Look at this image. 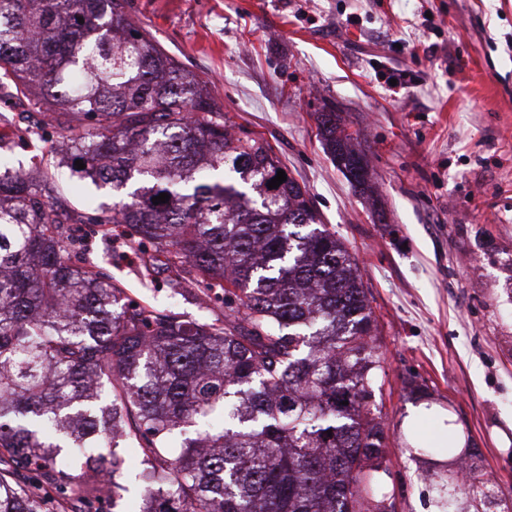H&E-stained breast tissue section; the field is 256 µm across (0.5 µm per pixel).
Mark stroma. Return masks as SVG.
<instances>
[{
	"instance_id": "35a3bbf8",
	"label": "stroma",
	"mask_w": 512,
	"mask_h": 512,
	"mask_svg": "<svg viewBox=\"0 0 512 512\" xmlns=\"http://www.w3.org/2000/svg\"><path fill=\"white\" fill-rule=\"evenodd\" d=\"M127 11L269 142L356 260L385 359L374 401L396 512H432L415 444L476 449L480 474L512 499V0H127ZM320 112L357 134L373 195L327 155ZM42 120L0 102V155L50 182L62 209L117 201L57 167ZM71 251L132 301L224 317L223 302L170 273L144 278L121 241ZM422 403L434 414L410 420Z\"/></svg>"
}]
</instances>
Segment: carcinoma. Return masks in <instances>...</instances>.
<instances>
[{
  "label": "carcinoma",
  "mask_w": 512,
  "mask_h": 512,
  "mask_svg": "<svg viewBox=\"0 0 512 512\" xmlns=\"http://www.w3.org/2000/svg\"><path fill=\"white\" fill-rule=\"evenodd\" d=\"M32 96L57 165L124 193L65 216L47 185L0 170V512L117 502L129 441L146 464L139 512H388L377 320L306 188L290 176L268 188L283 169L272 147L235 130L126 0H0V101ZM317 125L352 187L370 191L336 113ZM66 222L127 227L161 268L221 291L224 320L125 303L74 261ZM410 450L467 461L466 490L437 461L427 471L435 512H512L476 475L474 449Z\"/></svg>",
  "instance_id": "obj_1"
}]
</instances>
